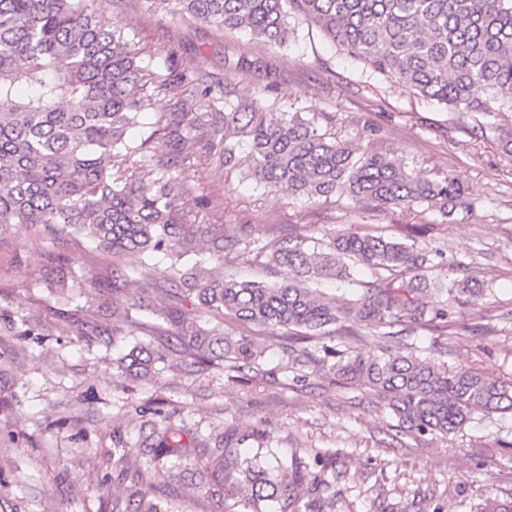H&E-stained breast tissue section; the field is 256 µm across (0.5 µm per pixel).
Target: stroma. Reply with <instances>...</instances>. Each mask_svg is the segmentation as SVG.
<instances>
[{"mask_svg":"<svg viewBox=\"0 0 512 512\" xmlns=\"http://www.w3.org/2000/svg\"><path fill=\"white\" fill-rule=\"evenodd\" d=\"M99 19L196 59L205 86L238 88L246 81L245 73L225 68V49L263 58L283 111L302 113L319 131L355 147L374 141L400 148L410 166L427 174L460 175L467 205L448 220L418 208L359 204L344 190L324 204L298 200L258 184L247 164L216 172L201 144L193 187L220 209L224 223L252 224L263 233L274 226L316 238L335 229L401 239L407 225L429 226L441 251L430 276L474 275L492 293L482 311L455 314L458 333L445 338L422 329L395 338L392 348L412 345L438 366H472L512 382V157L493 138L472 139L469 130L449 124L444 105L370 75L304 25L296 41L278 47L152 16L141 0L107 8ZM75 277L84 280V294L59 303L57 288ZM143 285L137 267L113 272L111 254L86 240L24 224L0 228V395L10 402L0 411V512H110L112 436L138 441L144 407L154 408L156 425L170 423L200 438L259 431L263 450L325 454L350 472L337 484L336 512H433L438 504L444 512H474L488 496L512 502V414L474 415L446 438L396 437L388 409L315 363H295L279 331H254L265 366L244 379L197 369L188 356L178 367L157 364L151 380L121 378L117 359L155 334L126 325L112 343L62 323L95 309L99 295L121 301ZM378 483L391 489L388 500H376Z\"/></svg>","mask_w":512,"mask_h":512,"instance_id":"1","label":"stroma"}]
</instances>
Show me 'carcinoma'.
I'll return each mask as SVG.
<instances>
[{
	"label": "carcinoma",
	"instance_id": "1",
	"mask_svg": "<svg viewBox=\"0 0 512 512\" xmlns=\"http://www.w3.org/2000/svg\"><path fill=\"white\" fill-rule=\"evenodd\" d=\"M152 13L218 29L243 31L284 46L303 24L317 28L371 74L446 105L454 124L487 131L512 156V0H144ZM112 0H0V227L78 235L141 266L154 288L122 302L102 296L97 311L112 334L148 313L174 327L157 345L140 344L120 358L121 375L155 376V365L179 346L207 367L245 374L262 357L248 329L283 330L292 342L349 335L356 327L377 334L381 353L350 348L327 371L365 389L390 410L394 429L407 436L446 437L476 413H512V383L473 368L441 369L413 351L388 349L391 329L411 334L448 332L460 306L481 307L488 288L475 276L444 286L426 275L436 250L419 224L406 240L382 233L327 232L322 238L276 235L253 247L242 225L229 233L201 218L212 201L191 194L187 171L194 147L205 142L217 169H232L247 150L251 174L297 199L327 200L348 186L355 201L448 218L464 203L458 175L436 178L409 168L398 151L369 142L356 151L329 140L298 113L279 111L269 87L249 81L224 91V111L212 108L213 89L198 91L195 68L162 43L142 42L97 19ZM245 73L266 69L259 60L224 56ZM26 87V94L18 88ZM162 93L176 109L156 118L154 134L132 146L125 136L141 123L150 98ZM245 244L240 249L238 245ZM166 252L161 268L144 257ZM220 262L234 254L269 270L288 269L274 283L215 276L203 256ZM361 266L371 280L353 278ZM328 280L358 287L326 294ZM160 284L194 300L200 317L159 303ZM84 282L58 290L70 302ZM176 344H171V341ZM184 429L151 431L132 448L112 449V512H176L151 490L182 481L215 499L234 500L236 512H334L336 468L316 453H294L260 463L249 436L224 431L198 442L205 470L177 469L191 443Z\"/></svg>",
	"mask_w": 512,
	"mask_h": 512
}]
</instances>
